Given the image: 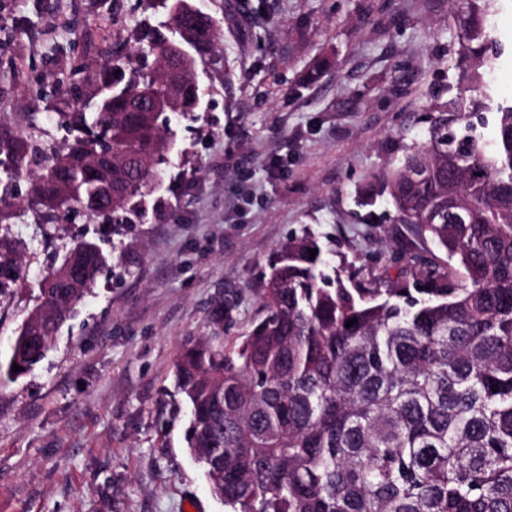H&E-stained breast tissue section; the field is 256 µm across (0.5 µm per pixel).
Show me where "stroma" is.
<instances>
[{"instance_id":"obj_1","label":"stroma","mask_w":512,"mask_h":512,"mask_svg":"<svg viewBox=\"0 0 512 512\" xmlns=\"http://www.w3.org/2000/svg\"><path fill=\"white\" fill-rule=\"evenodd\" d=\"M191 2L219 45L195 66L200 111L169 116L160 188L124 224L80 208L47 224L19 202L0 223V254L21 270L0 287L1 361L76 244L108 258L46 358L0 386V512H229L187 449L183 348L218 330L241 340L290 238L316 239L330 269L404 267L407 226L359 193L427 142L430 105L458 92L451 0ZM164 18L160 0H0V120L60 145L54 116L75 111L72 88Z\"/></svg>"}]
</instances>
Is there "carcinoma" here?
<instances>
[{
	"label": "carcinoma",
	"instance_id": "1",
	"mask_svg": "<svg viewBox=\"0 0 512 512\" xmlns=\"http://www.w3.org/2000/svg\"><path fill=\"white\" fill-rule=\"evenodd\" d=\"M162 2L167 19L140 33L139 51L167 59L166 32L178 26L193 48L188 71L214 51L216 22H198L187 0ZM463 2L456 67L465 89L434 105L428 142L375 176L377 191L364 198L388 194L398 221L446 259L415 253V275L388 283L354 272L348 287L340 271L321 269L315 240L290 239L263 276L265 316L231 347L216 331L177 360L188 450L232 512H512V102L494 100L486 80L512 46L492 36L504 0ZM147 77L131 56H106L93 97L77 91L80 111L59 113L68 135L59 148L0 120V223L22 178L39 218L125 209L129 199L112 196L129 187L134 151L144 169L132 196L147 195L167 144L159 122L127 111L154 87ZM176 80L180 112L198 111L193 79ZM92 153L112 157V175L88 174ZM105 262L97 247L77 245L55 272L79 277L39 283L33 312L45 323L34 334L21 325L1 382L42 361Z\"/></svg>",
	"mask_w": 512,
	"mask_h": 512
}]
</instances>
